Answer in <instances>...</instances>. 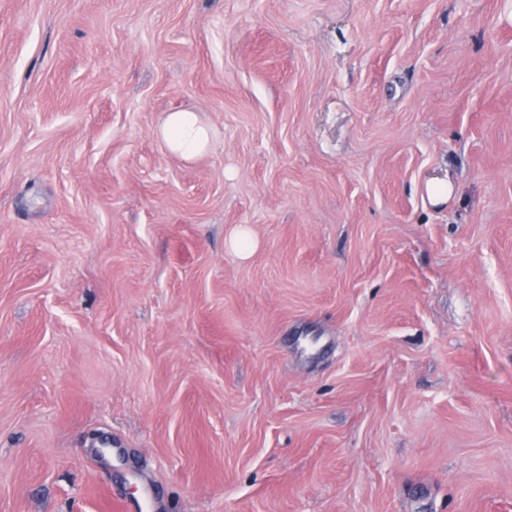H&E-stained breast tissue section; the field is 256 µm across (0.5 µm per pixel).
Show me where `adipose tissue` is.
I'll return each mask as SVG.
<instances>
[{
    "label": "adipose tissue",
    "instance_id": "ef3b65f1",
    "mask_svg": "<svg viewBox=\"0 0 512 512\" xmlns=\"http://www.w3.org/2000/svg\"><path fill=\"white\" fill-rule=\"evenodd\" d=\"M157 135L170 153L186 161L208 152L214 141L211 125L198 113L185 110L168 113Z\"/></svg>",
    "mask_w": 512,
    "mask_h": 512
}]
</instances>
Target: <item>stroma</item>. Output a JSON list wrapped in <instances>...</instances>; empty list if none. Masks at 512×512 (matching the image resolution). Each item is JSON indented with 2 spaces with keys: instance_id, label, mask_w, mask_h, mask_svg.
Instances as JSON below:
<instances>
[{
  "instance_id": "35a3bbf8",
  "label": "stroma",
  "mask_w": 512,
  "mask_h": 512,
  "mask_svg": "<svg viewBox=\"0 0 512 512\" xmlns=\"http://www.w3.org/2000/svg\"><path fill=\"white\" fill-rule=\"evenodd\" d=\"M121 503L512 512V0H0V512ZM157 136L170 153L191 161L209 151L214 141V130L198 113L180 110L165 116L157 129ZM228 247L240 258H248L256 247L255 239L247 228H237L227 239Z\"/></svg>"
}]
</instances>
